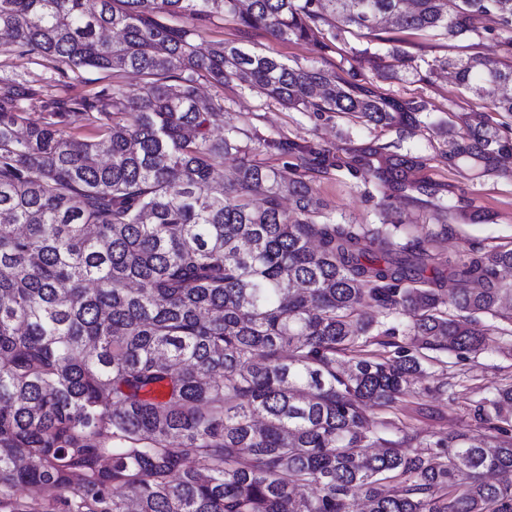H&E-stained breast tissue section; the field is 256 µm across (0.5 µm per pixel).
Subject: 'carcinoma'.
Returning a JSON list of instances; mask_svg holds the SVG:
<instances>
[{"mask_svg": "<svg viewBox=\"0 0 512 512\" xmlns=\"http://www.w3.org/2000/svg\"><path fill=\"white\" fill-rule=\"evenodd\" d=\"M214 14L320 53L354 34L384 80L399 76L373 50L384 19L439 39L495 28L512 48V0H0L10 45L58 74L144 80L136 97L114 84L47 101L40 122L26 117L36 90L0 80V512H353L359 497L368 512H512V383L477 402L471 436L420 440L387 420L391 439L374 421L433 393L413 387L438 361L428 352L476 356L512 337L499 279L512 248L457 262L435 252L437 232L401 243L396 224L336 221L239 131L211 137L224 106L200 102L195 78L385 128L420 125L427 104L197 41ZM390 42L406 72L450 68L512 113V65ZM72 118L95 134L74 137ZM440 133L448 160L485 172L512 154L483 121ZM227 155L239 164L214 188ZM425 165L406 154L372 173L404 189Z\"/></svg>", "mask_w": 512, "mask_h": 512, "instance_id": "obj_1", "label": "carcinoma"}]
</instances>
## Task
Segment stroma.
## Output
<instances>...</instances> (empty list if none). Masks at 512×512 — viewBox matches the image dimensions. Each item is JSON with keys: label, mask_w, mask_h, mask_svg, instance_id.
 <instances>
[{"label": "stroma", "mask_w": 512, "mask_h": 512, "mask_svg": "<svg viewBox=\"0 0 512 512\" xmlns=\"http://www.w3.org/2000/svg\"><path fill=\"white\" fill-rule=\"evenodd\" d=\"M199 31L207 43L232 42L290 61L314 62L378 95L427 102L430 126L399 131L365 125L334 112L288 109L244 88L238 81L219 86L205 76H198V91L205 99L224 106V120L215 125V134L239 128L249 137L253 159L278 169L297 166L331 216H343L356 224H375L381 210H388L393 220L403 224L408 238L439 232L438 252L457 260L467 259L474 247H512V157L501 160L492 173L450 163L451 144L435 130L440 122L461 130L480 118L488 121L502 139L512 140V114L493 111L488 102L461 90L452 70L386 81L377 77L372 64L354 58L353 49L358 41L347 33L337 39L335 49L319 57L307 44L274 40L264 31L244 27L220 14L201 22ZM381 35L398 39L403 51L415 56L422 54L430 60L481 55L512 64V49L493 34L479 39H428L388 26ZM52 74L50 61L16 51L0 55V79L37 82L47 100L92 95L114 83L121 84L131 95L138 94L142 87L141 77L132 72L111 75L81 68L63 82L53 81ZM288 142L312 146L318 154L308 157L306 163H298L295 155L283 151ZM376 148L386 156L410 152L425 157V168L413 175L414 181L424 183V190L409 189L383 197L372 171L356 163L357 157ZM442 199L452 204V211L438 209L437 203ZM442 381L458 385L455 398L438 393L423 406L411 401L404 403L397 412L399 419L410 431L428 439L476 433L477 401L512 382V339L504 337L491 342L475 358L445 354L443 363L430 368L426 383L433 387Z\"/></svg>", "instance_id": "35a3bbf8"}]
</instances>
